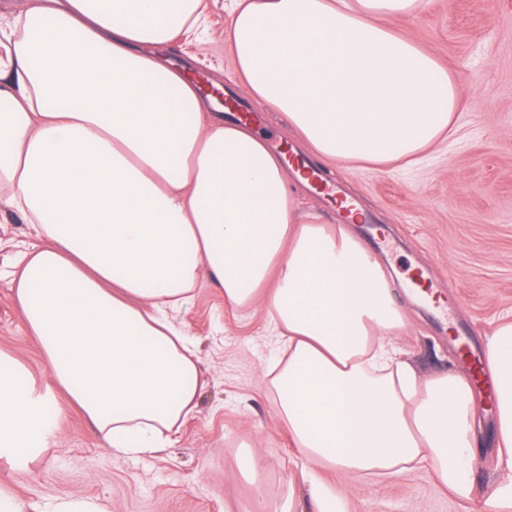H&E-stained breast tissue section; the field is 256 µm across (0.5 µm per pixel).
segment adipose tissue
Masks as SVG:
<instances>
[{
  "label": "adipose tissue",
  "instance_id": "adipose-tissue-1",
  "mask_svg": "<svg viewBox=\"0 0 512 512\" xmlns=\"http://www.w3.org/2000/svg\"><path fill=\"white\" fill-rule=\"evenodd\" d=\"M421 0H231L241 88L281 112L326 164L418 161L447 138L453 75L393 18ZM204 0H34L0 42V187L34 240L10 273L49 380L0 350V458L41 456L65 393L102 440L163 447L207 380L170 319L200 283L262 303L284 344L265 373L313 469L311 512H345L316 469L354 478L431 469L472 500L479 406L469 375L419 378L405 320L352 225L299 212L279 157L207 109L165 52L199 36ZM500 390L496 452L512 468V320L487 337Z\"/></svg>",
  "mask_w": 512,
  "mask_h": 512
}]
</instances>
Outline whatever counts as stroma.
I'll use <instances>...</instances> for the list:
<instances>
[{"mask_svg":"<svg viewBox=\"0 0 512 512\" xmlns=\"http://www.w3.org/2000/svg\"><path fill=\"white\" fill-rule=\"evenodd\" d=\"M224 2L208 0V43L180 40L170 57L236 92L238 111H260L256 131L268 148L287 144L310 157V147L268 103L239 91L224 47ZM393 27L455 75L462 94L456 132L413 164L323 171L362 209L353 231L388 272L407 318L397 345L427 377L462 368L455 327L467 326L481 347L501 320L512 319V0H422ZM27 241L26 225L1 201L0 349L40 381L46 363L4 275ZM415 271L439 295L455 298L449 317L417 302L407 284ZM173 318L197 341L209 385L168 447L140 458L116 454L60 396L50 449L21 467L0 462V485L28 505L90 500L103 512H252L260 497L268 512H278L288 494L303 496L301 474L309 464L263 382L275 353L266 308H232L206 285ZM477 435L481 450L470 477L481 491L506 470L493 452V420L480 419ZM251 450L266 462L254 479L241 467ZM320 475L343 491L347 512H477L476 503L443 489L426 469L364 481L329 467Z\"/></svg>","mask_w":512,"mask_h":512,"instance_id":"obj_1","label":"stroma"}]
</instances>
